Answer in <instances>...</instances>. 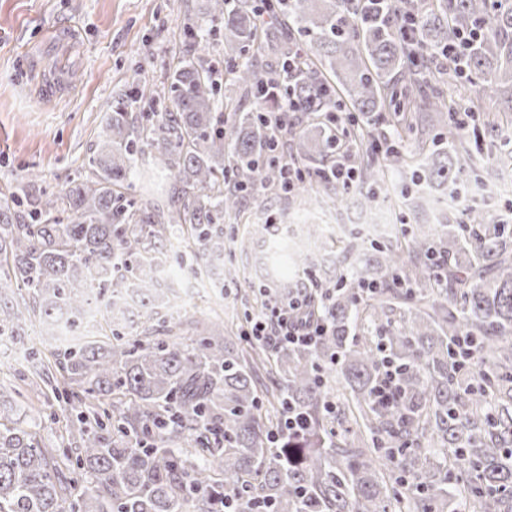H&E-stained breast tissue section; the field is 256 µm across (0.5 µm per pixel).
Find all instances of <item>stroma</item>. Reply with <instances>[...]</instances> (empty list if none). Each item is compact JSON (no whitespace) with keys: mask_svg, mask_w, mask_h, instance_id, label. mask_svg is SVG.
<instances>
[{"mask_svg":"<svg viewBox=\"0 0 512 512\" xmlns=\"http://www.w3.org/2000/svg\"><path fill=\"white\" fill-rule=\"evenodd\" d=\"M206 8V0H0V190L23 189L21 214L82 170L98 149L106 112L137 67L162 76L185 52L181 23ZM471 117L480 137L467 142L479 159L463 173L470 188L512 173V112L485 99ZM312 220L324 223L325 211H304L286 193L261 204L247 200L241 214L225 216L224 265L240 273L224 283L226 311L260 281L254 252L240 249L243 232ZM39 344L35 335L0 340V380L20 385L23 350ZM31 406L43 442L60 446L66 420L58 402L36 392Z\"/></svg>","mask_w":512,"mask_h":512,"instance_id":"1","label":"stroma"}]
</instances>
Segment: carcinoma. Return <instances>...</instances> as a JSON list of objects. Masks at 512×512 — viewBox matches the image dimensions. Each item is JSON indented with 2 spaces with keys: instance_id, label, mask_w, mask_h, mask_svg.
<instances>
[{
  "instance_id": "cac0c4a2",
  "label": "carcinoma",
  "mask_w": 512,
  "mask_h": 512,
  "mask_svg": "<svg viewBox=\"0 0 512 512\" xmlns=\"http://www.w3.org/2000/svg\"><path fill=\"white\" fill-rule=\"evenodd\" d=\"M206 16L179 30L193 54L157 83L137 73L112 102L87 171L34 204L19 220L20 196L0 192V337L40 328L50 358L27 348L30 382L51 383L77 433L76 456L55 457L27 418L21 391L0 415V512H512V227L448 223V194L464 184L467 136H435L466 99H448L453 78L483 86L512 112V0H434L422 15L405 0H208ZM223 59L210 57L214 27ZM458 46L445 70L419 49ZM253 94L256 109L231 108ZM298 101L285 155L304 173L303 204L336 148L331 113L344 112L361 146L389 130L380 152H354L356 203L372 207L374 186L413 166V212L443 205L432 224L350 245L343 260L321 258V224L302 239L288 225L261 233L264 311L306 288L327 326L310 347L246 344L219 322L184 337L191 310L174 307L191 275L224 296V213L242 192L276 194L288 181L275 159L264 112ZM141 111L135 112L133 108ZM150 159L171 179L153 202L133 194L131 176ZM373 286L366 293L362 286ZM413 318L396 319L403 305ZM97 325L85 321L91 312ZM148 336L130 335L141 322ZM479 365L465 368L460 344ZM398 369L396 399L376 401L386 365ZM307 416L288 430V411ZM89 475L74 492L62 469ZM463 476L448 494V473Z\"/></svg>"
}]
</instances>
